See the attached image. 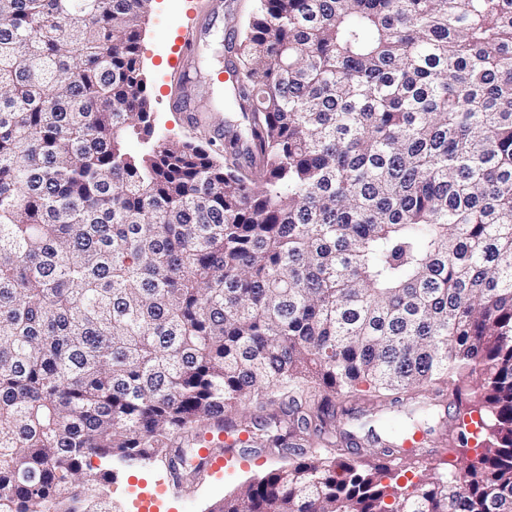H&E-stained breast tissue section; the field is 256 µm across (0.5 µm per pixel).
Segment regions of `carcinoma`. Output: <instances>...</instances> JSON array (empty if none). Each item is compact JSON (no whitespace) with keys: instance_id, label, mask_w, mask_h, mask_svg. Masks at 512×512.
Instances as JSON below:
<instances>
[{"instance_id":"obj_1","label":"carcinoma","mask_w":512,"mask_h":512,"mask_svg":"<svg viewBox=\"0 0 512 512\" xmlns=\"http://www.w3.org/2000/svg\"><path fill=\"white\" fill-rule=\"evenodd\" d=\"M151 2L0 0V512H107L247 400L284 461L209 512H512V0H257L222 161L154 136ZM361 386L452 398L457 472L347 457ZM114 472L117 480L110 487L112 512H130L133 510L132 500L121 493L126 488H133L142 493H154L160 479L165 477L166 469L158 463H141L130 467L116 464ZM113 501L117 502L115 506Z\"/></svg>"}]
</instances>
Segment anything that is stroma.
I'll return each instance as SVG.
<instances>
[{
	"label": "stroma",
	"instance_id": "35a3bbf8",
	"mask_svg": "<svg viewBox=\"0 0 512 512\" xmlns=\"http://www.w3.org/2000/svg\"><path fill=\"white\" fill-rule=\"evenodd\" d=\"M219 0H152V7L141 37V61L151 104L154 133L174 141H200L197 129L185 124L170 102L186 97L193 106L205 112H226L231 83L225 68V47L229 34H240L252 13L255 0H220L223 11H215ZM184 39L196 48L193 64L199 74L184 83L180 71L169 67L168 59L175 39ZM337 406L353 407V418L337 417L336 426L354 432L359 442L358 456L374 464L386 463L380 444L367 438L365 424L378 420L381 412L375 403L359 393L339 392ZM222 474H209L202 486L193 492L174 494L171 487H160L166 470L157 463L134 466L115 465L117 475L112 484V512H131V500L124 494L133 488L142 493L159 492V512H209L225 496L239 493L244 484L276 465V456L267 448H249L248 452L227 448Z\"/></svg>",
	"mask_w": 512,
	"mask_h": 512
}]
</instances>
